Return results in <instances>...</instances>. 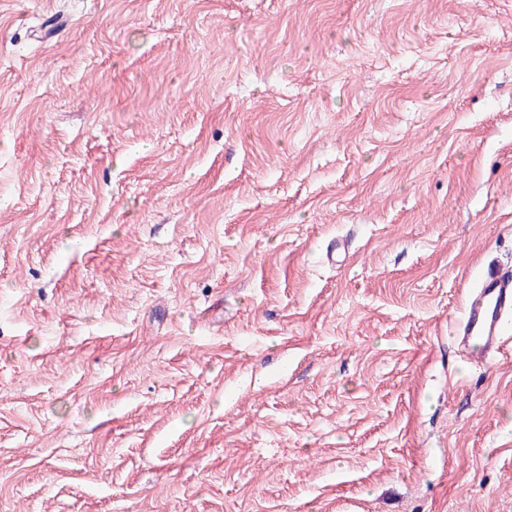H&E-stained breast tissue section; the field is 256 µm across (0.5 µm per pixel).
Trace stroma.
Here are the masks:
<instances>
[{
  "label": "stroma",
  "mask_w": 512,
  "mask_h": 512,
  "mask_svg": "<svg viewBox=\"0 0 512 512\" xmlns=\"http://www.w3.org/2000/svg\"><path fill=\"white\" fill-rule=\"evenodd\" d=\"M492 259L512 0H0V512H512ZM510 317L512 265H489L479 275L451 335L465 355L484 362L502 352Z\"/></svg>",
  "instance_id": "1"
}]
</instances>
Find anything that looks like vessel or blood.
Masks as SVG:
<instances>
[{
  "label": "vessel or blood",
  "mask_w": 512,
  "mask_h": 512,
  "mask_svg": "<svg viewBox=\"0 0 512 512\" xmlns=\"http://www.w3.org/2000/svg\"><path fill=\"white\" fill-rule=\"evenodd\" d=\"M511 318L512 265H490L479 275L451 335L465 355L484 362L502 352Z\"/></svg>",
  "instance_id": "obj_1"
}]
</instances>
